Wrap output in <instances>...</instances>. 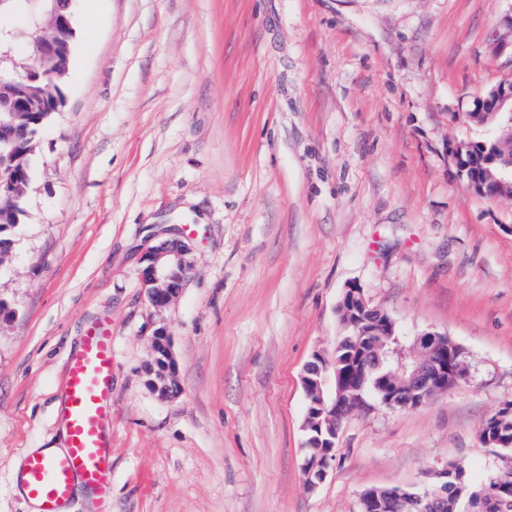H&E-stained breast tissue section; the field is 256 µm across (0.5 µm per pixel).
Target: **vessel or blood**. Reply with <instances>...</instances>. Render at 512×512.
Returning <instances> with one entry per match:
<instances>
[{"label": "vessel or blood", "instance_id": "1", "mask_svg": "<svg viewBox=\"0 0 512 512\" xmlns=\"http://www.w3.org/2000/svg\"><path fill=\"white\" fill-rule=\"evenodd\" d=\"M112 327L100 323L82 338L66 367L61 419L66 450L53 457L28 455L22 484L38 500L40 512H68L74 487L83 484L99 496L112 491V444L106 424L112 415Z\"/></svg>", "mask_w": 512, "mask_h": 512}]
</instances>
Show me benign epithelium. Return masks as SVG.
<instances>
[{"mask_svg": "<svg viewBox=\"0 0 512 512\" xmlns=\"http://www.w3.org/2000/svg\"><path fill=\"white\" fill-rule=\"evenodd\" d=\"M63 44L56 37L42 38L33 53V64L17 75V90L0 95V115L16 117L29 111L23 91L32 84L46 83L51 95L44 108L57 112L61 107L57 84L59 75L45 66L46 61L59 56ZM472 121L484 123L500 118L502 134L486 142H463L455 149V158L467 187L489 199L512 196V81H504L475 103L468 114ZM194 270L187 243L180 238H168L150 247L144 256L140 286L148 302L155 308L171 304L180 294ZM339 312L342 322L351 329L349 344L358 360L339 363L315 353L304 368L302 376L311 405L307 407L303 428L316 430L312 437L316 452L304 458L305 486L317 488L327 477L335 459L336 439L344 417L363 402L366 393L365 374L360 372L365 359L371 358L382 367L390 355L383 339L395 335L396 325L391 317L369 304L363 289L352 284L344 291ZM153 356L145 367L147 383L160 399L178 394L177 362L171 336L166 328L154 331ZM469 375V365L463 360L462 349L448 336L426 331L416 337L413 355L399 360L396 370L379 378L374 394L393 410L417 408L438 394L453 388ZM448 485L437 486L422 495L404 489L388 490V499L395 501L402 512H442L447 499Z\"/></svg>", "mask_w": 512, "mask_h": 512, "instance_id": "1", "label": "benign epithelium"}]
</instances>
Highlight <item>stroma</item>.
Segmentation results:
<instances>
[{
    "label": "stroma",
    "instance_id": "obj_1",
    "mask_svg": "<svg viewBox=\"0 0 512 512\" xmlns=\"http://www.w3.org/2000/svg\"><path fill=\"white\" fill-rule=\"evenodd\" d=\"M77 0L64 105L32 160L0 263V512H31L18 467L57 445L65 364L112 322V495L70 512H359L368 488L477 487L479 439L512 402V198L466 188L456 146L512 79V0ZM184 234L195 269L156 311L139 270ZM351 284L396 324L462 348L467 380L410 410L373 394L304 486L315 352ZM166 326L180 392L142 368Z\"/></svg>",
    "mask_w": 512,
    "mask_h": 512
}]
</instances>
